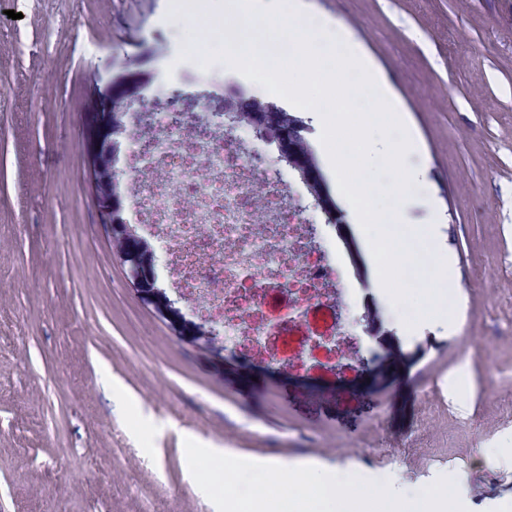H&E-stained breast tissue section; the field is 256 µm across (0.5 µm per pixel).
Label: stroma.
I'll return each mask as SVG.
<instances>
[{"label": "stroma", "instance_id": "1", "mask_svg": "<svg viewBox=\"0 0 512 512\" xmlns=\"http://www.w3.org/2000/svg\"><path fill=\"white\" fill-rule=\"evenodd\" d=\"M307 2L415 131L436 204L403 225L451 258L455 321L404 329L360 225L323 221L351 259L329 363L180 335L112 251L81 144L117 93L218 110L228 76L179 61L169 0H0V512H214L188 438L325 471L384 456L400 495L452 472L466 512H512V0Z\"/></svg>", "mask_w": 512, "mask_h": 512}]
</instances>
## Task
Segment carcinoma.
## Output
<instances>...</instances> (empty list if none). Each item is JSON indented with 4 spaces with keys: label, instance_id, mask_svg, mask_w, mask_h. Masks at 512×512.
<instances>
[{
    "label": "carcinoma",
    "instance_id": "obj_1",
    "mask_svg": "<svg viewBox=\"0 0 512 512\" xmlns=\"http://www.w3.org/2000/svg\"><path fill=\"white\" fill-rule=\"evenodd\" d=\"M230 109L235 111L239 122H250L256 125V129L269 132L271 143L282 148L295 160L298 173L303 174L308 170L312 172L309 181L313 191L312 198L319 202V207L327 220L336 219V195L310 142L309 133L300 129V125L306 123L305 117L289 110L276 100L257 98L243 90L230 102ZM123 127L122 113H112V144L107 146V149L114 156L119 154L121 143L125 139Z\"/></svg>",
    "mask_w": 512,
    "mask_h": 512
}]
</instances>
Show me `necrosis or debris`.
I'll return each mask as SVG.
<instances>
[{
  "instance_id": "obj_1",
  "label": "necrosis or debris",
  "mask_w": 512,
  "mask_h": 512,
  "mask_svg": "<svg viewBox=\"0 0 512 512\" xmlns=\"http://www.w3.org/2000/svg\"><path fill=\"white\" fill-rule=\"evenodd\" d=\"M124 141L125 209L163 255L169 284L215 324L226 346H305L329 357L350 324L337 313L349 286L339 244L319 237L280 173L251 144L253 129L208 127L177 102L144 115Z\"/></svg>"
}]
</instances>
